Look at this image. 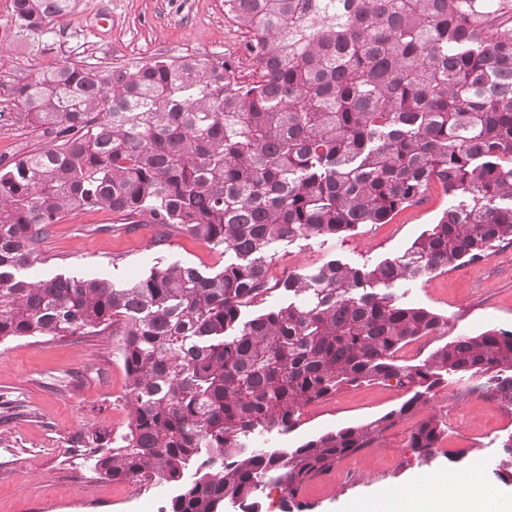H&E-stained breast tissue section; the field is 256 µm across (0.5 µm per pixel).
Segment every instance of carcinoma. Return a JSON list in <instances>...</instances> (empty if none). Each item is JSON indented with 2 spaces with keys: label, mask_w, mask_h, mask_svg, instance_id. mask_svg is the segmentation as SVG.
I'll return each mask as SVG.
<instances>
[{
  "label": "carcinoma",
  "mask_w": 512,
  "mask_h": 512,
  "mask_svg": "<svg viewBox=\"0 0 512 512\" xmlns=\"http://www.w3.org/2000/svg\"><path fill=\"white\" fill-rule=\"evenodd\" d=\"M70 0H13L0 45L44 59ZM258 79L187 54L98 70L55 59L8 96L53 143L0 164V341L122 337L126 430L96 470L175 489L168 512H261L265 485L300 489L372 447L454 377L512 406V330L461 333L418 363L398 352L448 333L396 286L512 243V0H224ZM453 198L408 251L373 267L330 260L270 274L275 246L387 224L433 185ZM109 210L224 247V269L155 266L130 286L30 281L37 248L75 211ZM288 302L251 319L273 289ZM408 393L381 417L295 448H255L345 387ZM447 430L416 424L429 461Z\"/></svg>",
  "instance_id": "obj_1"
}]
</instances>
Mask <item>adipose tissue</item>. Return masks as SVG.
<instances>
[{
    "mask_svg": "<svg viewBox=\"0 0 512 512\" xmlns=\"http://www.w3.org/2000/svg\"><path fill=\"white\" fill-rule=\"evenodd\" d=\"M341 512H512V490L491 486L476 462L456 475L418 474L407 485L376 491Z\"/></svg>",
    "mask_w": 512,
    "mask_h": 512,
    "instance_id": "adipose-tissue-1",
    "label": "adipose tissue"
}]
</instances>
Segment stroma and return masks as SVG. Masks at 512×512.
Here are the masks:
<instances>
[{
	"mask_svg": "<svg viewBox=\"0 0 512 512\" xmlns=\"http://www.w3.org/2000/svg\"><path fill=\"white\" fill-rule=\"evenodd\" d=\"M74 11L56 35L60 57L98 67L131 66L183 54L223 56L244 38L224 18V0H73ZM38 61L27 47L0 53V161L48 145L40 130L18 120L5 83L30 78ZM450 199L432 186L425 199L390 223L359 227L354 235L325 241L296 239L277 245L270 267L307 273L331 259L369 267L403 255L447 209ZM46 261L26 269L32 279L58 274L131 284L152 267L179 263L207 272L222 270L224 251L186 234L165 235L161 226L119 223L110 211H82L52 225L39 243ZM396 292L406 304L428 308L449 321L448 335L512 330V243L483 261L448 267L406 281ZM447 335V336H448ZM128 375L118 337H22L0 342V512H167L171 486L117 481L76 455L95 434L115 436L128 422ZM404 391L384 384L342 390L305 408L301 426L262 435L263 448H293L304 439L341 426L376 419L400 406ZM439 416L446 435L429 462L407 446L421 420ZM512 434V407L468 391L449 379L408 419L379 441L309 481L298 499L304 512H340L344 503L374 490L409 483L419 472L455 471L479 460L490 484L512 487V455L501 442Z\"/></svg>",
	"mask_w": 512,
	"mask_h": 512,
	"instance_id": "obj_1",
	"label": "stroma"
}]
</instances>
